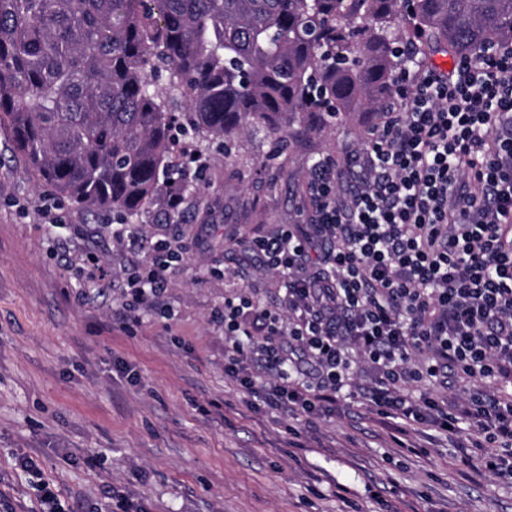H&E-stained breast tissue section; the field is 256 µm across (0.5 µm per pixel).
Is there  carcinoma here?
Wrapping results in <instances>:
<instances>
[{
	"mask_svg": "<svg viewBox=\"0 0 512 512\" xmlns=\"http://www.w3.org/2000/svg\"><path fill=\"white\" fill-rule=\"evenodd\" d=\"M508 42L512 0H0V128L36 182L131 224L187 190L179 126L309 131L381 112L416 51Z\"/></svg>",
	"mask_w": 512,
	"mask_h": 512,
	"instance_id": "obj_1",
	"label": "carcinoma"
}]
</instances>
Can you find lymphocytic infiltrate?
I'll return each mask as SVG.
<instances>
[{"label":"lymphocytic infiltrate","instance_id":"1","mask_svg":"<svg viewBox=\"0 0 512 512\" xmlns=\"http://www.w3.org/2000/svg\"><path fill=\"white\" fill-rule=\"evenodd\" d=\"M345 164L315 166V223L241 239L244 262L284 275L285 310L225 299V376L310 421L366 406L405 452L411 432L448 430L512 481V43L401 71ZM132 241L151 262L98 290L164 308L172 248Z\"/></svg>","mask_w":512,"mask_h":512}]
</instances>
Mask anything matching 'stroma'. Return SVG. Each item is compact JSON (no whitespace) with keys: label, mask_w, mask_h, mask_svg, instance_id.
<instances>
[{"label":"stroma","mask_w":512,"mask_h":512,"mask_svg":"<svg viewBox=\"0 0 512 512\" xmlns=\"http://www.w3.org/2000/svg\"><path fill=\"white\" fill-rule=\"evenodd\" d=\"M377 121L351 113L277 157L262 129L238 135L232 157L205 150L177 222L154 211L137 225L186 246L163 311L98 294L97 266L124 275L148 251L117 245L111 213L37 186L0 128V512H45L42 482L57 512H512V484L467 466L453 438L425 428V455H401L380 416L340 405L296 448L293 417L255 409L224 374L225 298L282 296L238 240L314 223L313 162L344 161Z\"/></svg>","instance_id":"1"}]
</instances>
